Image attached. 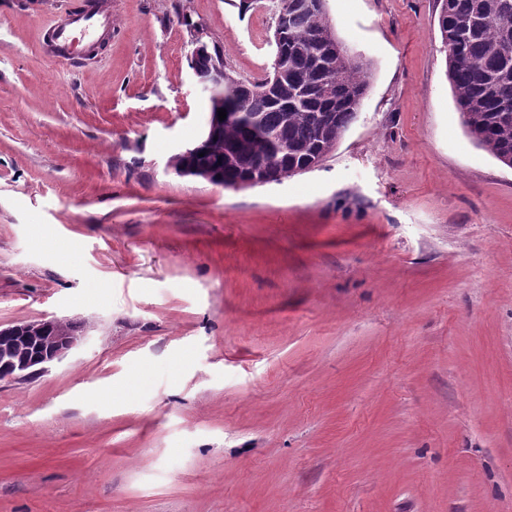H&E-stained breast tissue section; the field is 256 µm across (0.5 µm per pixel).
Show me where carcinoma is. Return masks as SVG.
<instances>
[{
	"label": "carcinoma",
	"instance_id": "obj_1",
	"mask_svg": "<svg viewBox=\"0 0 512 512\" xmlns=\"http://www.w3.org/2000/svg\"><path fill=\"white\" fill-rule=\"evenodd\" d=\"M286 59L251 84L264 94L259 109L224 87V109L238 113L201 161L222 186L269 169L287 178L313 158L333 152L367 95L371 73L363 61L329 54L334 27L327 9L279 0ZM446 75L462 122L476 143L512 165V0H441L437 18Z\"/></svg>",
	"mask_w": 512,
	"mask_h": 512
}]
</instances>
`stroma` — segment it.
Wrapping results in <instances>:
<instances>
[{"label":"stroma","instance_id":"obj_1","mask_svg":"<svg viewBox=\"0 0 512 512\" xmlns=\"http://www.w3.org/2000/svg\"><path fill=\"white\" fill-rule=\"evenodd\" d=\"M0 0V327L76 323L0 380V512H512V168L466 131L439 0H326L371 67L317 167L177 176L208 106L186 21L271 71L276 0ZM112 27V14L98 8L76 11L70 20L56 25L52 31V40L56 43L60 60H70L90 44L91 38L99 30ZM195 150V145H192L175 153L170 160L171 168L181 177L202 180L214 184L211 173L205 167H191L181 170H177V168H175L174 164L177 160L189 157ZM22 333L38 349L30 357L14 344L10 336ZM80 336L69 323L58 319H42L16 323L0 328V380H24L45 372L50 365L62 360L78 343ZM2 368V369H1Z\"/></svg>","mask_w":512,"mask_h":512}]
</instances>
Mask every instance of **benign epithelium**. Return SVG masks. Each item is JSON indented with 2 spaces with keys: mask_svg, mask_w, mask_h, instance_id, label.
Instances as JSON below:
<instances>
[{
  "mask_svg": "<svg viewBox=\"0 0 512 512\" xmlns=\"http://www.w3.org/2000/svg\"><path fill=\"white\" fill-rule=\"evenodd\" d=\"M197 85L209 104L224 100V68L208 75L192 68ZM80 336L69 324L58 319L16 323L0 328V380H24L45 372L62 360L78 343Z\"/></svg>",
  "mask_w": 512,
  "mask_h": 512,
  "instance_id": "7a95c632",
  "label": "benign epithelium"
}]
</instances>
